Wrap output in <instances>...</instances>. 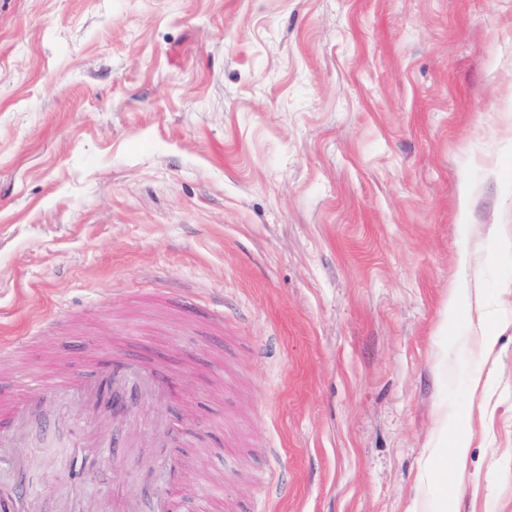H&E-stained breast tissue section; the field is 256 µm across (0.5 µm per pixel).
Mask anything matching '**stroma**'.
I'll return each instance as SVG.
<instances>
[{
	"mask_svg": "<svg viewBox=\"0 0 512 512\" xmlns=\"http://www.w3.org/2000/svg\"><path fill=\"white\" fill-rule=\"evenodd\" d=\"M1 341L0 382L172 376L82 477V404L26 406L35 512H154L166 462L182 512H512V0H0ZM119 372L137 377L144 383L152 386L159 397L164 398L171 385L170 378L160 373L152 365L137 359H129L120 356L118 359L113 360L107 374L112 373V385L116 383Z\"/></svg>",
	"mask_w": 512,
	"mask_h": 512,
	"instance_id": "1",
	"label": "stroma"
}]
</instances>
